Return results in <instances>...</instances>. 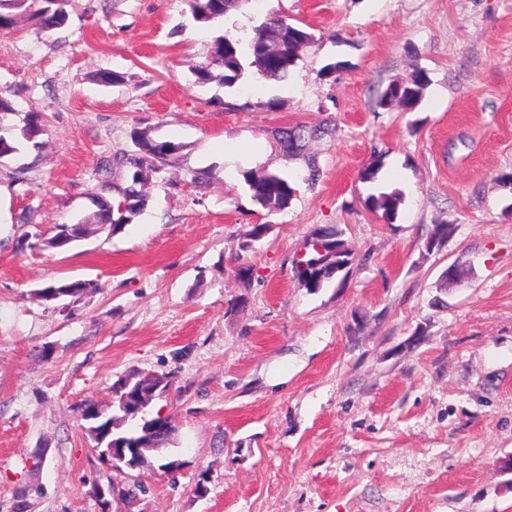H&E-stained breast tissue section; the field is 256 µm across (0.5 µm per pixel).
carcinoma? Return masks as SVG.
Wrapping results in <instances>:
<instances>
[{
  "label": "carcinoma",
  "mask_w": 512,
  "mask_h": 512,
  "mask_svg": "<svg viewBox=\"0 0 512 512\" xmlns=\"http://www.w3.org/2000/svg\"><path fill=\"white\" fill-rule=\"evenodd\" d=\"M47 6L41 8L36 16L41 28L48 31L61 27L66 21L64 2L66 0H44ZM235 3V0H188L191 15L197 22L215 25ZM27 0H0V29H9L16 23L15 11L25 8ZM314 38L313 33L298 24H291L278 14H271L256 29V36L248 43L222 34L216 36L206 58L190 64V69L199 84H206L215 77L232 87L245 73L259 83L263 80L282 82L288 79L292 67L298 59L299 50ZM219 70L221 74L214 75ZM428 84L425 73L414 75L409 83L393 82L378 96L377 104L381 107L396 104L406 110L414 109L421 101L423 91ZM44 130L40 115L30 114L29 121L21 131V136L34 147H40L36 138ZM329 128L324 125H296L291 134L280 129L276 133V143L287 159L299 156L308 141L327 135ZM134 150L116 153L102 158L95 170L97 189L94 203L96 210L75 224H57L56 233L49 243L64 241L71 245L80 237L93 231L94 224H107L116 231L126 224H131L146 208L149 194L145 185L150 177L162 169L177 163L182 146L171 141H158L148 129L136 130L131 136ZM125 171L123 178H114V170ZM252 197L262 207L284 210L288 207L295 189L284 174L258 168L244 174ZM402 201L397 191L381 192L368 197L369 208L382 212L383 217L391 220ZM295 274L302 282L320 281L325 284L333 276L332 265L319 269L311 266H294ZM98 288L93 281L62 279L48 284L35 292V296L45 302H62L69 298L78 300ZM134 387H151L145 375L133 372L112 386L113 402L109 404L85 401L75 408L80 420L87 423L85 431L91 439L92 451L112 444H126L137 447L148 439L160 445L169 440L175 431L172 424L160 431H153L147 422H139L129 416L123 408V398Z\"/></svg>",
  "instance_id": "obj_1"
}]
</instances>
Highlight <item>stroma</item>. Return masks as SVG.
<instances>
[{
  "label": "stroma",
  "instance_id": "stroma-1",
  "mask_svg": "<svg viewBox=\"0 0 512 512\" xmlns=\"http://www.w3.org/2000/svg\"><path fill=\"white\" fill-rule=\"evenodd\" d=\"M68 12L58 30L24 12L0 30V134L33 112L45 124L42 148L0 166V512L20 489L27 512H101L97 484L116 489L110 512H512V0H262L216 29L187 0ZM271 13L315 35L286 81L196 83L216 31L247 41ZM419 70L413 111L377 106ZM296 123L332 129L306 145L318 181L277 147ZM137 128L183 146L145 211L48 247L54 225L94 211L98 161ZM260 167L289 176L285 210L252 199ZM393 190L389 221L367 199ZM441 222L448 239L427 251ZM318 225L349 258L312 291L294 261ZM59 279L99 288L67 307L33 297ZM133 369L171 378L147 414L176 431L120 473L75 408L108 403Z\"/></svg>",
  "mask_w": 512,
  "mask_h": 512
}]
</instances>
